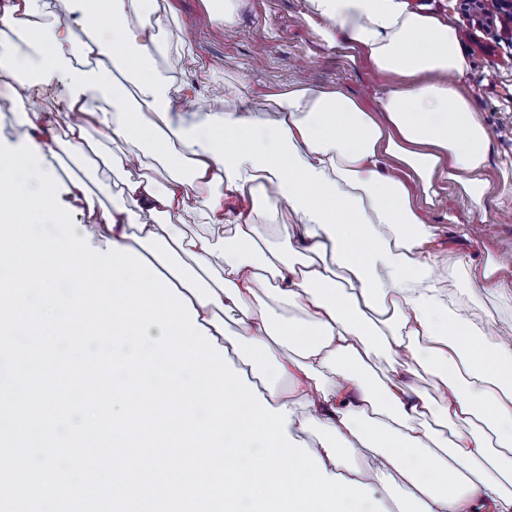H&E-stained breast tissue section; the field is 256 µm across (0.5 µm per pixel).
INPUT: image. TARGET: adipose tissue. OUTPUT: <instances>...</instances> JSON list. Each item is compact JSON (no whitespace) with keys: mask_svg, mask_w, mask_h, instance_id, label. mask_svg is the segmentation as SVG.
Segmentation results:
<instances>
[{"mask_svg":"<svg viewBox=\"0 0 512 512\" xmlns=\"http://www.w3.org/2000/svg\"><path fill=\"white\" fill-rule=\"evenodd\" d=\"M59 2L0 0V74L41 169L102 165L111 206L68 180L95 215L77 236L148 258L267 403L289 410L290 435L385 512H512V334L449 301L425 254L443 185L486 217L492 136L447 81L469 67L456 29L403 0H306L330 45L390 77L380 114L310 85L190 111L179 103L190 86L156 65L169 49L158 0H75L78 31ZM54 89L62 136L33 108ZM102 140L125 148L101 156ZM186 214L201 229L187 232ZM223 224L230 238L213 234ZM378 356L386 370L372 379ZM422 371L433 391L411 384ZM371 454L369 473L353 465Z\"/></svg>","mask_w":512,"mask_h":512,"instance_id":"1","label":"adipose tissue"}]
</instances>
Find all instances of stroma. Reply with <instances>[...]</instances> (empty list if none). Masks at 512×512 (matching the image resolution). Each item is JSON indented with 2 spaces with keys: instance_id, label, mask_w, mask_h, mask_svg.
<instances>
[{
  "instance_id": "35a3bbf8",
  "label": "stroma",
  "mask_w": 512,
  "mask_h": 512,
  "mask_svg": "<svg viewBox=\"0 0 512 512\" xmlns=\"http://www.w3.org/2000/svg\"><path fill=\"white\" fill-rule=\"evenodd\" d=\"M173 2L199 62L185 78L216 109H236L246 98L258 100L319 84L342 87L367 110H378L383 78L367 63H349L325 43L315 23L305 17V0H239L237 25L231 32L220 24L198 26L205 0ZM405 2L457 28L470 66L455 83L472 97L492 134L487 171L492 190L485 203L489 232L473 234L470 203L450 187L442 193L445 206L434 217L435 237L429 246L434 254L469 255L482 268L492 264L500 250L512 248V223L501 221L503 214L512 213V193L502 188L504 179L512 180V23L482 30L460 9L459 0ZM494 277L506 285L505 294L480 289L481 305L475 313L497 332L512 333V270L496 271Z\"/></svg>"
}]
</instances>
